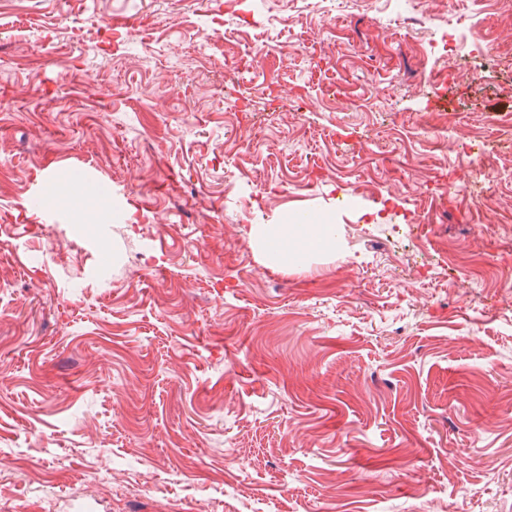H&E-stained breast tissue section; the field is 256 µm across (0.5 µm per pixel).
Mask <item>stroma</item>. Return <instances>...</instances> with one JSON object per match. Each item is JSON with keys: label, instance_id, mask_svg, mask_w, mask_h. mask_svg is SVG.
<instances>
[{"label": "stroma", "instance_id": "stroma-1", "mask_svg": "<svg viewBox=\"0 0 512 512\" xmlns=\"http://www.w3.org/2000/svg\"><path fill=\"white\" fill-rule=\"evenodd\" d=\"M388 4L0 0V512H512V10ZM481 36V29L477 23L470 22L469 24L448 23V44L451 52H455L457 56L464 54V51L470 47L475 46ZM252 238L261 262L287 264L297 262L296 245L311 241L321 250L336 245V224H255Z\"/></svg>", "mask_w": 512, "mask_h": 512}]
</instances>
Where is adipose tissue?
Instances as JSON below:
<instances>
[{"instance_id":"adipose-tissue-1","label":"adipose tissue","mask_w":512,"mask_h":512,"mask_svg":"<svg viewBox=\"0 0 512 512\" xmlns=\"http://www.w3.org/2000/svg\"><path fill=\"white\" fill-rule=\"evenodd\" d=\"M254 246L262 263L287 264L297 260L296 246L312 242L327 250L336 245L332 224H256L252 227Z\"/></svg>"}]
</instances>
